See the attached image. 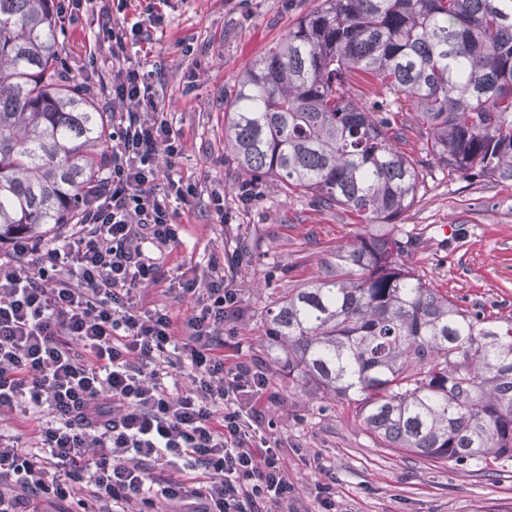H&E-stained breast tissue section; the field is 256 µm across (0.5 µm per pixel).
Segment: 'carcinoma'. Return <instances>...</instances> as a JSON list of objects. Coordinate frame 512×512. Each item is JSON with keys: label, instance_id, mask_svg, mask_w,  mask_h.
Here are the masks:
<instances>
[{"label": "carcinoma", "instance_id": "obj_1", "mask_svg": "<svg viewBox=\"0 0 512 512\" xmlns=\"http://www.w3.org/2000/svg\"><path fill=\"white\" fill-rule=\"evenodd\" d=\"M64 54L50 0H0V244L80 223L112 155L111 113ZM415 128L449 171L512 185V0H321L240 74L224 152L246 183L388 225L267 311L288 383L355 406L383 448L487 467L512 460V316L463 307L408 264L416 239L396 221L426 168L400 148Z\"/></svg>", "mask_w": 512, "mask_h": 512}]
</instances>
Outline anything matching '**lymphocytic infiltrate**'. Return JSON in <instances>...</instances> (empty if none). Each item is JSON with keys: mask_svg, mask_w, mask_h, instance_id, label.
<instances>
[{"mask_svg": "<svg viewBox=\"0 0 512 512\" xmlns=\"http://www.w3.org/2000/svg\"><path fill=\"white\" fill-rule=\"evenodd\" d=\"M132 0H56L59 22L79 12L101 18L89 56L112 47V158L83 221L47 243L25 236L0 260V413L40 409L32 443L0 434V512H36L37 502L108 501L113 512H152L156 497L189 502L191 512H262L294 487L280 448L261 446L260 408L241 400L265 386L244 363L226 367L220 333L237 296L223 272L205 287L181 281L194 307L184 324L169 311L136 310L134 292L166 275L157 258L179 240L172 200L197 199L191 182L172 179L161 157L184 144L156 106L163 65H129L128 46L150 42L165 17L147 0L135 22ZM184 357L192 386L172 392L171 353ZM183 471L167 472L172 460Z\"/></svg>", "mask_w": 512, "mask_h": 512, "instance_id": "1", "label": "lymphocytic infiltrate"}]
</instances>
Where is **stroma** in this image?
<instances>
[{
	"label": "stroma",
	"instance_id": "1",
	"mask_svg": "<svg viewBox=\"0 0 512 512\" xmlns=\"http://www.w3.org/2000/svg\"><path fill=\"white\" fill-rule=\"evenodd\" d=\"M319 0H168L166 23L136 54L144 65L166 67L156 95L184 142L173 175L202 193H224V215L201 202L177 205L178 244L165 254L166 275L206 284L219 260L238 294L237 312L224 323V359L269 374L254 401L262 430L278 442L289 504L266 503L264 512H319L315 487L330 484L336 512H512V461L491 468L434 463L378 447L343 401L292 388L264 340L270 303L300 288L317 260L354 234L379 232L356 224L348 212L316 207L311 197L282 196L269 181L242 203L241 177L224 152V110L240 71L280 40ZM98 32L95 15H79L65 31L66 61L87 67L86 47ZM419 246L410 261L427 282L461 305L512 316V186L479 175L449 174L429 160L418 202L399 219Z\"/></svg>",
	"mask_w": 512,
	"mask_h": 512
}]
</instances>
